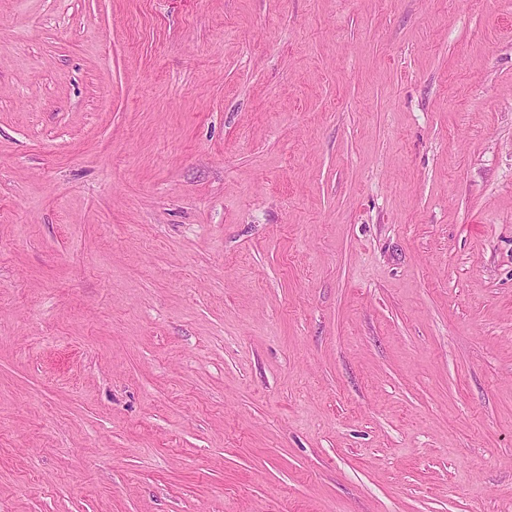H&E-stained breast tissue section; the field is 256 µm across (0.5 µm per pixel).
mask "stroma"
<instances>
[{
  "label": "stroma",
  "instance_id": "obj_1",
  "mask_svg": "<svg viewBox=\"0 0 512 512\" xmlns=\"http://www.w3.org/2000/svg\"><path fill=\"white\" fill-rule=\"evenodd\" d=\"M0 512H512V0H0Z\"/></svg>",
  "mask_w": 512,
  "mask_h": 512
}]
</instances>
